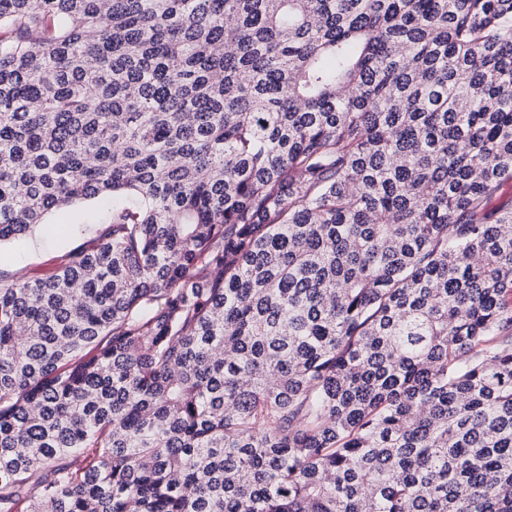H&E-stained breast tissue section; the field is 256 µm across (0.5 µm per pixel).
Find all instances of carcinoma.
Instances as JSON below:
<instances>
[{"mask_svg": "<svg viewBox=\"0 0 512 512\" xmlns=\"http://www.w3.org/2000/svg\"><path fill=\"white\" fill-rule=\"evenodd\" d=\"M512 0H0V512H512ZM69 214L56 213L51 217L52 229L47 226L35 228L28 235L1 246L0 270L10 272L20 268L32 269L47 274L54 268L55 260L70 246L94 238L102 225L89 224L81 238L72 234L66 224Z\"/></svg>", "mask_w": 512, "mask_h": 512, "instance_id": "carcinoma-1", "label": "carcinoma"}]
</instances>
